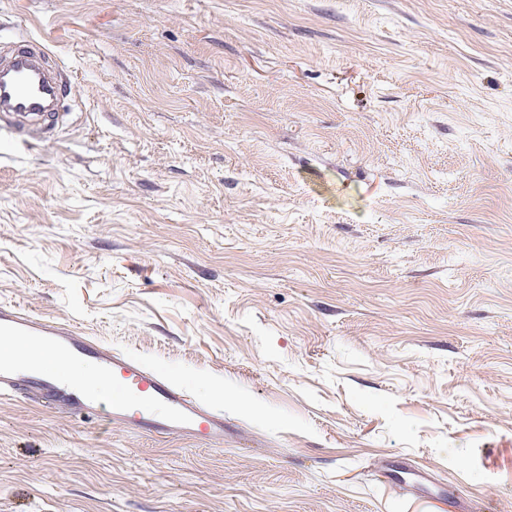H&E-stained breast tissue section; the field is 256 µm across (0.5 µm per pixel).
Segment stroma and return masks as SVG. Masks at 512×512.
<instances>
[{
	"label": "stroma",
	"mask_w": 512,
	"mask_h": 512,
	"mask_svg": "<svg viewBox=\"0 0 512 512\" xmlns=\"http://www.w3.org/2000/svg\"><path fill=\"white\" fill-rule=\"evenodd\" d=\"M21 37L63 118L0 143V305L231 431L0 396V512H512V0H0Z\"/></svg>",
	"instance_id": "obj_1"
}]
</instances>
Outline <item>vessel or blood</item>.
<instances>
[{"instance_id": "b4317fda", "label": "vessel or blood", "mask_w": 512, "mask_h": 512, "mask_svg": "<svg viewBox=\"0 0 512 512\" xmlns=\"http://www.w3.org/2000/svg\"><path fill=\"white\" fill-rule=\"evenodd\" d=\"M46 56L45 50L24 38L0 57V112L13 117L0 131L20 132L29 123L43 129L58 125L60 115L53 104L61 85L52 77ZM0 335L27 341L66 362H93L102 375L111 377L113 387L112 403L104 408L74 380L16 360L0 362V394H32L74 415L101 413L109 424L135 434L224 444L229 426L223 414L140 361L85 336L73 323L1 305Z\"/></svg>"}]
</instances>
